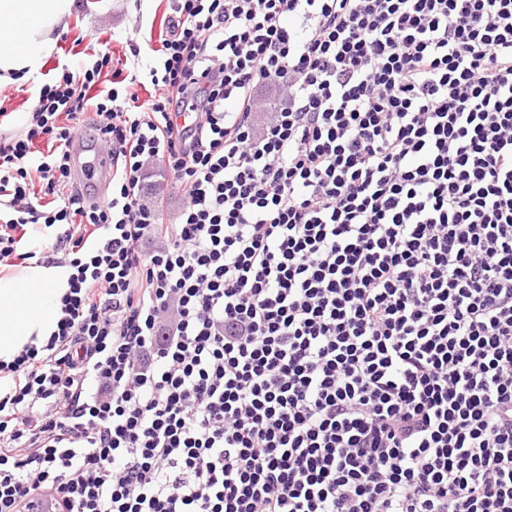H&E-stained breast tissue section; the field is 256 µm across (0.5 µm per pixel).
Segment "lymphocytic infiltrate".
<instances>
[{"mask_svg": "<svg viewBox=\"0 0 512 512\" xmlns=\"http://www.w3.org/2000/svg\"><path fill=\"white\" fill-rule=\"evenodd\" d=\"M168 2L0 142V262L71 270L0 512H512V0ZM150 183L149 198L160 208L168 211L171 215L177 208V198L175 192L168 183L167 179L154 176L148 179Z\"/></svg>", "mask_w": 512, "mask_h": 512, "instance_id": "1", "label": "lymphocytic infiltrate"}]
</instances>
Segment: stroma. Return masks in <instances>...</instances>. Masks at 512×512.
<instances>
[{
  "instance_id": "35a3bbf8",
  "label": "stroma",
  "mask_w": 512,
  "mask_h": 512,
  "mask_svg": "<svg viewBox=\"0 0 512 512\" xmlns=\"http://www.w3.org/2000/svg\"><path fill=\"white\" fill-rule=\"evenodd\" d=\"M167 15V0H112L105 12L80 7L38 75L0 85V138L8 140L21 135L25 128L23 117L34 95L54 78L56 69H71L85 61L91 40L109 41L115 57L119 58L128 52L130 44L143 46L158 36L165 27Z\"/></svg>"
}]
</instances>
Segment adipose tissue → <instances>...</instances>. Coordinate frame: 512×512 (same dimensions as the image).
Instances as JSON below:
<instances>
[{"label": "adipose tissue", "mask_w": 512, "mask_h": 512, "mask_svg": "<svg viewBox=\"0 0 512 512\" xmlns=\"http://www.w3.org/2000/svg\"><path fill=\"white\" fill-rule=\"evenodd\" d=\"M77 6L78 0H0V84L40 70ZM68 276V267L41 264L0 271V361L11 362L31 341L50 337Z\"/></svg>", "instance_id": "adipose-tissue-1"}]
</instances>
